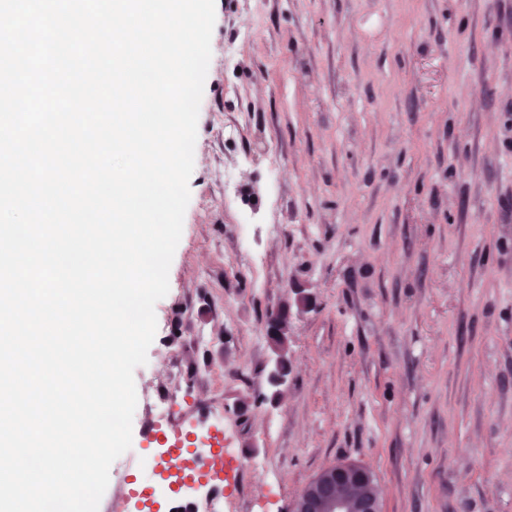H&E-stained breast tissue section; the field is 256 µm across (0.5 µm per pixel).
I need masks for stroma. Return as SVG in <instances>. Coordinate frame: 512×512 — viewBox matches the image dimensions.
<instances>
[{
  "label": "stroma",
  "mask_w": 512,
  "mask_h": 512,
  "mask_svg": "<svg viewBox=\"0 0 512 512\" xmlns=\"http://www.w3.org/2000/svg\"><path fill=\"white\" fill-rule=\"evenodd\" d=\"M190 201L101 512H141L176 365L221 512L367 465L383 512H512V0H216ZM285 385L269 320L296 290Z\"/></svg>",
  "instance_id": "stroma-1"
}]
</instances>
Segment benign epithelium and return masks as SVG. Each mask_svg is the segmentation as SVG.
<instances>
[{
  "label": "benign epithelium",
  "instance_id": "obj_1",
  "mask_svg": "<svg viewBox=\"0 0 512 512\" xmlns=\"http://www.w3.org/2000/svg\"><path fill=\"white\" fill-rule=\"evenodd\" d=\"M275 354L268 382L279 387L286 382L288 327L279 318L271 326ZM294 512H383L374 475L363 465L338 463L321 470L301 491Z\"/></svg>",
  "mask_w": 512,
  "mask_h": 512
}]
</instances>
